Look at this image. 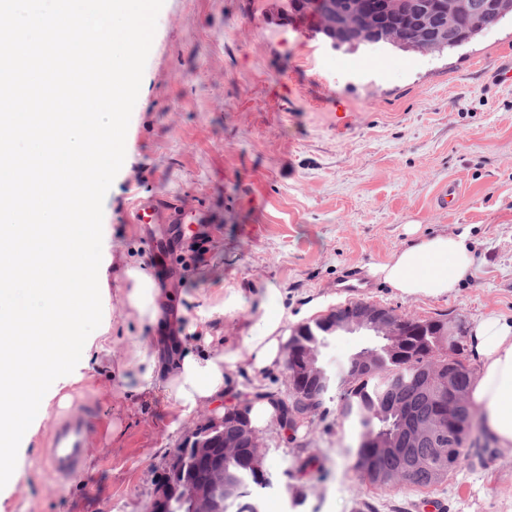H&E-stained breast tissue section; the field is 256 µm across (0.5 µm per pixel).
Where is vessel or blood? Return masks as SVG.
I'll list each match as a JSON object with an SVG mask.
<instances>
[{
    "mask_svg": "<svg viewBox=\"0 0 512 512\" xmlns=\"http://www.w3.org/2000/svg\"><path fill=\"white\" fill-rule=\"evenodd\" d=\"M98 429V411L88 403L75 404L55 418L44 458L58 482H67L83 471L90 438Z\"/></svg>",
    "mask_w": 512,
    "mask_h": 512,
    "instance_id": "b4317fda",
    "label": "vessel or blood"
}]
</instances>
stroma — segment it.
<instances>
[{
  "label": "stroma",
  "instance_id": "stroma-1",
  "mask_svg": "<svg viewBox=\"0 0 512 512\" xmlns=\"http://www.w3.org/2000/svg\"><path fill=\"white\" fill-rule=\"evenodd\" d=\"M512 60V17L470 42L423 54L386 43L333 46L291 0H165L126 136V156L103 202V252L112 256L107 313L110 358L90 363L70 400L91 402L103 431L91 440L78 480L54 482L44 462L53 406L23 452L17 488L0 512H146L154 481L198 422L169 430L159 393L120 397L116 365L127 359L121 303L126 263H142L172 289L178 319L162 316L140 341L166 352L199 345L204 335H246L255 308L247 298L271 282L287 293L291 318L317 297L329 309L359 299L397 314L447 317L472 326L494 313L512 319V82L494 79ZM462 189L455 210L435 207L448 181ZM150 205L139 224L135 209ZM201 210L207 221L170 235L175 211ZM423 232L473 228L474 278L442 300H403L367 278L369 265ZM169 235L162 261L151 236ZM363 281L343 289L345 276ZM239 309L198 323L200 309L228 291ZM273 485L261 512H287L285 472L303 451L319 471L304 476L297 512H512V455L490 435L441 486L377 490L353 469L357 434L335 403L291 438L277 424L260 431Z\"/></svg>",
  "mask_w": 512,
  "mask_h": 512
}]
</instances>
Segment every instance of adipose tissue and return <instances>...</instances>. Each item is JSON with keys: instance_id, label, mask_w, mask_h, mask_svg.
<instances>
[{"instance_id": "obj_1", "label": "adipose tissue", "mask_w": 512, "mask_h": 512, "mask_svg": "<svg viewBox=\"0 0 512 512\" xmlns=\"http://www.w3.org/2000/svg\"><path fill=\"white\" fill-rule=\"evenodd\" d=\"M407 232L409 242L387 260L370 265L369 277L404 299L439 300L475 276L469 229L422 235L411 226ZM124 278L129 318L142 325L156 324L173 298L172 291L158 287L137 265L126 266ZM254 299L255 321L241 340L218 344L208 336L198 351L172 359L162 349L134 345L130 358L119 367L120 392L163 390L177 426L200 408L230 397L237 369L263 371L283 365L288 341L283 291L268 283ZM470 339L483 364L469 400L483 410L485 427L503 451L512 453V321L494 314L481 316L473 323Z\"/></svg>"}]
</instances>
